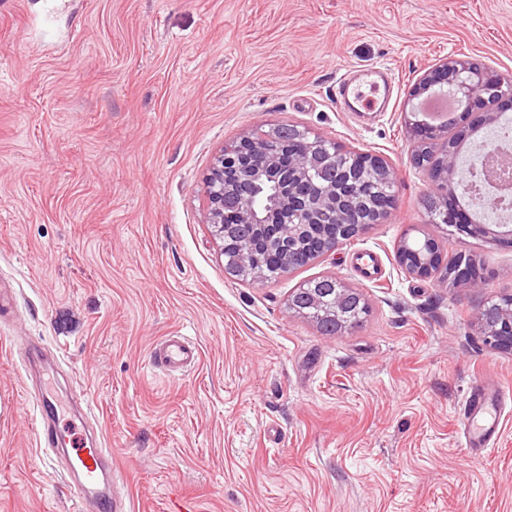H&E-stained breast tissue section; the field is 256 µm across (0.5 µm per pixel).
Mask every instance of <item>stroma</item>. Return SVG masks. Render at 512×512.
Segmentation results:
<instances>
[{"instance_id":"stroma-1","label":"stroma","mask_w":512,"mask_h":512,"mask_svg":"<svg viewBox=\"0 0 512 512\" xmlns=\"http://www.w3.org/2000/svg\"><path fill=\"white\" fill-rule=\"evenodd\" d=\"M451 55L512 80V0H0V512L75 508L38 391L72 440L98 426L135 512H512V400L486 453L459 417L475 381L512 393L477 325L512 295V247L429 223L441 188L405 128ZM352 66L392 74L386 111L337 102ZM273 124L379 156L395 203L257 285L225 269L201 179ZM413 231L483 286L407 274ZM327 276L367 306L335 335L288 308ZM173 335L199 348L179 375L154 362ZM20 338L57 366L29 376Z\"/></svg>"}]
</instances>
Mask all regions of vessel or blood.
<instances>
[{"label": "vessel or blood", "instance_id": "obj_1", "mask_svg": "<svg viewBox=\"0 0 512 512\" xmlns=\"http://www.w3.org/2000/svg\"><path fill=\"white\" fill-rule=\"evenodd\" d=\"M368 88L375 92H390L386 73L375 68L349 71L336 86V98L350 111H370L374 105L364 95ZM154 358L158 367L181 372L196 364L199 350L194 343L176 336L165 341ZM462 423L467 448L477 453L492 447L498 436L497 397L480 388L471 390L464 403ZM36 438L39 447L62 455L63 475L75 483L79 512H85L89 507L94 512H133L131 500L118 495L114 483L104 479L105 472L112 468L111 449L102 447L97 440L90 441L85 448L69 447L67 438L57 426L54 407L45 401L39 404Z\"/></svg>", "mask_w": 512, "mask_h": 512}]
</instances>
